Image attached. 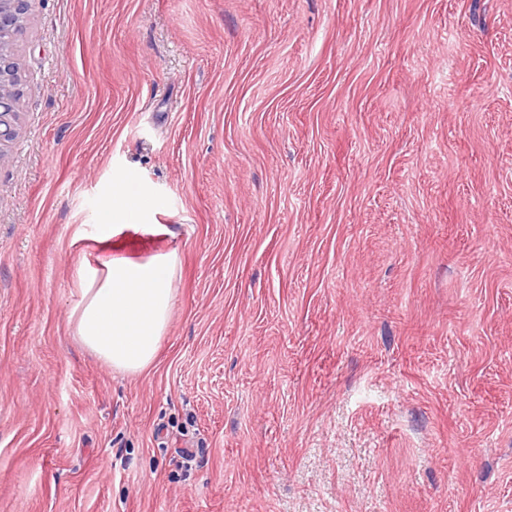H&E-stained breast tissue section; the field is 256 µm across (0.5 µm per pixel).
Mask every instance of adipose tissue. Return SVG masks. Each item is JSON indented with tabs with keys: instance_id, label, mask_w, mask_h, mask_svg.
Returning a JSON list of instances; mask_svg holds the SVG:
<instances>
[{
	"instance_id": "1",
	"label": "adipose tissue",
	"mask_w": 512,
	"mask_h": 512,
	"mask_svg": "<svg viewBox=\"0 0 512 512\" xmlns=\"http://www.w3.org/2000/svg\"><path fill=\"white\" fill-rule=\"evenodd\" d=\"M147 209L144 195L119 187L103 203L98 235L110 237ZM175 268L171 255L145 263L114 261L102 270L81 267V297L73 311L79 343L118 371L135 374L148 368L169 324Z\"/></svg>"
}]
</instances>
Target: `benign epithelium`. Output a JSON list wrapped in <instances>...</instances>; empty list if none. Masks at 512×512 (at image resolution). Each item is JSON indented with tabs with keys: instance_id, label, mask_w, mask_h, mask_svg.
Listing matches in <instances>:
<instances>
[{
	"instance_id": "obj_1",
	"label": "benign epithelium",
	"mask_w": 512,
	"mask_h": 512,
	"mask_svg": "<svg viewBox=\"0 0 512 512\" xmlns=\"http://www.w3.org/2000/svg\"><path fill=\"white\" fill-rule=\"evenodd\" d=\"M32 0H0V146L17 135L21 75L14 47L25 26Z\"/></svg>"
}]
</instances>
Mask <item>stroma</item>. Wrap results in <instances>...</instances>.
Segmentation results:
<instances>
[{
    "mask_svg": "<svg viewBox=\"0 0 512 512\" xmlns=\"http://www.w3.org/2000/svg\"><path fill=\"white\" fill-rule=\"evenodd\" d=\"M17 62L0 512H512V0H32ZM164 254L118 372L78 270ZM147 209V199L143 194H131L125 185H121L115 196L103 202L100 211L104 220L102 224H96L98 235L101 238L112 236V232L118 227L129 224L146 213Z\"/></svg>",
    "mask_w": 512,
    "mask_h": 512,
    "instance_id": "1",
    "label": "stroma"
}]
</instances>
